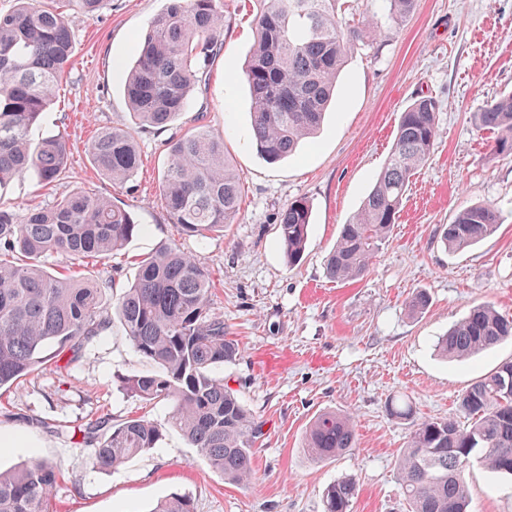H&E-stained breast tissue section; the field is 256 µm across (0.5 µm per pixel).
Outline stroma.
Here are the masks:
<instances>
[{
	"label": "stroma",
	"mask_w": 512,
	"mask_h": 512,
	"mask_svg": "<svg viewBox=\"0 0 512 512\" xmlns=\"http://www.w3.org/2000/svg\"><path fill=\"white\" fill-rule=\"evenodd\" d=\"M165 7L166 0H105L97 14L75 21L72 69L30 131L35 142L65 133L70 164L49 190L32 174L7 183L0 205H46L81 187L130 210L140 232L118 254L81 269L110 283L107 304L131 283L138 260L170 241L211 270L212 310L241 349L224 376L263 423L256 475L245 486L228 483L167 427L170 403L121 390L122 378L155 366L117 320L69 368H41L0 392V470L34 459L60 464L53 512H150L176 494L189 496L194 512H323L327 486L350 477L358 487L352 512H406L395 460L411 423L388 414L390 400L410 402L420 417L458 419L462 391L512 359V341L462 364L435 351L438 336L472 306L512 316V156L492 154L491 134L471 120L512 91V0H416L395 29L349 55L315 144L275 163L247 136L242 69L255 26L246 0H231L223 48L190 108L163 128L135 120L115 68L131 64L140 35ZM420 97L439 101V134L390 238L363 278L329 281L327 256L372 189L400 112ZM200 123L223 135L242 187L235 222L203 237L178 234L159 196L168 144ZM113 127L130 130L141 155L120 188L89 153L97 134ZM300 197L310 202L311 230L292 265L279 242V215ZM477 203L499 207L500 228L469 250L448 252L443 228L458 209ZM416 290L427 292L430 306L413 318L405 303ZM327 409L352 415L358 441L318 461L303 443L313 416ZM103 415L116 424L145 417L163 425V436L118 468H93L83 430ZM54 425L64 433H51ZM465 475L471 512H512L511 477L476 458Z\"/></svg>",
	"instance_id": "35a3bbf8"
}]
</instances>
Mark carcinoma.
<instances>
[{
	"label": "carcinoma",
	"instance_id": "cac0c4a2",
	"mask_svg": "<svg viewBox=\"0 0 512 512\" xmlns=\"http://www.w3.org/2000/svg\"><path fill=\"white\" fill-rule=\"evenodd\" d=\"M256 40L245 67L251 99L249 139L265 159L291 155L320 130L348 55L386 34L411 12L415 0H375L377 9L358 24L341 17L340 0H254ZM102 0H16L0 12V186L29 171L42 186L66 169L70 147L62 134L37 143L29 132L49 107L71 64L73 22L99 9ZM224 0H168L140 36L124 89L141 123L162 127L189 106L195 85L224 45ZM432 97L414 100L400 113L389 156L360 211L343 225L326 260L336 282L362 278L388 239L408 186L429 158L438 135ZM477 127L495 134L491 152L512 154V93L474 113ZM94 165L114 185L126 183L140 164L131 133L100 132L90 145ZM160 199L182 234L205 236L232 223L241 205V185L224 152V139L200 125L168 145ZM500 213L492 204L460 209L444 227L443 243L461 252L493 235ZM311 207L295 199L279 216V240L288 262L303 255ZM133 215L112 199L83 188L52 204L15 209L0 206V389L44 365L79 360L88 343L111 327L103 289L93 279L51 272L48 259L64 255L80 268L111 257L138 231ZM210 270L165 243L138 262L134 281L116 299L115 311L136 351L159 371L130 376L122 389L143 401L169 400L170 425L224 479L245 484L253 476V447L261 425L217 370L240 355L224 334V318L211 311ZM418 290L406 307L413 316L429 307ZM512 338V320L489 305L471 307L435 350L464 361ZM512 360L470 384L458 398L464 421L414 419L409 403L393 400L390 416L412 421L397 467L408 512H468L464 467L474 454L496 474L512 475ZM162 437L161 425L131 417L114 425L99 418L84 429L96 444L91 462L114 468ZM347 414L327 410L310 423L304 447L320 461L354 447ZM59 467L32 460L0 472V512H50ZM357 484L344 478L329 485L323 512H351ZM153 512H193L191 498L175 495Z\"/></svg>",
	"mask_w": 512,
	"mask_h": 512
}]
</instances>
